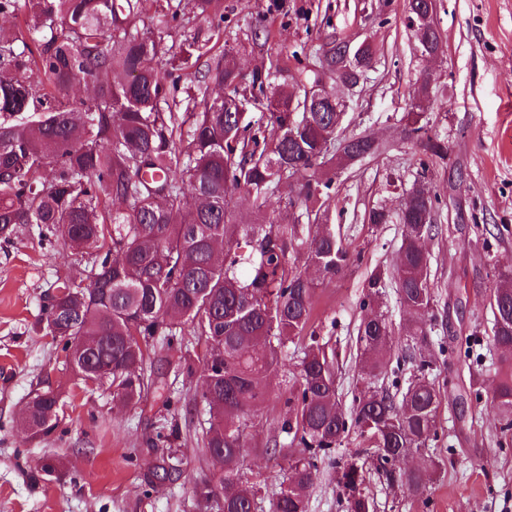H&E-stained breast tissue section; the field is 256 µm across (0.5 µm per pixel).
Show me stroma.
I'll list each match as a JSON object with an SVG mask.
<instances>
[{"mask_svg": "<svg viewBox=\"0 0 512 512\" xmlns=\"http://www.w3.org/2000/svg\"><path fill=\"white\" fill-rule=\"evenodd\" d=\"M269 2L224 0L222 38L234 43L240 68L251 72L332 35L372 42L377 55L364 84L335 88L345 104L339 134L371 136L386 149L336 175L327 224L354 260L335 279L316 277L308 333L288 344L265 403L247 421L244 476L259 488L262 512H272L289 444L277 424L310 336L336 350L344 411L361 390L403 389L416 375L394 283H387L381 309L395 330L390 355L399 374L361 378L353 346L368 277L376 269L393 275L403 230L395 222L364 223L363 216L379 207L397 213L418 183L442 200L437 230L425 238L434 312L424 351L441 404L437 435L419 455L440 460L442 470L416 497L388 485L369 462L364 491L373 512H512V432L503 433L498 414L470 396L468 370L456 356L469 340L483 356V391L494 387L489 296L499 275L512 274V0H439L445 50L428 62L415 53L404 0H288L284 15L269 12ZM259 22L269 33L261 48L248 39ZM423 74V120L448 145L447 158L433 163L402 134L409 95ZM81 276L69 250L39 241L36 225L0 238V512H218L195 494L208 473L201 452L207 414L194 398L200 376L170 378V405H123L107 386L85 385L66 369L60 345L40 326L55 284ZM46 392L59 399V426L33 438L19 421L26 403ZM162 429L171 441L152 447ZM365 445L353 431L318 459L309 512H346L332 463ZM46 458L55 462L53 473L41 468Z\"/></svg>", "mask_w": 512, "mask_h": 512, "instance_id": "1", "label": "stroma"}]
</instances>
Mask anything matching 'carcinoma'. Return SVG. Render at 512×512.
I'll return each mask as SVG.
<instances>
[{
    "instance_id": "carcinoma-1",
    "label": "carcinoma",
    "mask_w": 512,
    "mask_h": 512,
    "mask_svg": "<svg viewBox=\"0 0 512 512\" xmlns=\"http://www.w3.org/2000/svg\"><path fill=\"white\" fill-rule=\"evenodd\" d=\"M146 0H0V15L14 19L0 29V236L36 224L39 237L72 251L88 284L64 280L46 297L47 333L63 341L66 363L84 381L112 387V398L137 406L149 395L164 396L166 382L143 368L149 340L163 337L185 351L180 369L195 374L181 337L206 346L200 373L206 388L209 427L202 456L217 485L205 479L198 499L217 498L220 512H257L258 498L241 473L243 422L265 402L269 380L282 349L303 335L312 311L314 283L288 263L299 237L298 211L317 230L308 260L333 279L350 263L344 243L322 224L336 170L377 154L365 136L336 139V104L325 89L307 96L304 85L319 86L326 75L356 87L366 79L375 51L368 42L346 53L334 40L314 54L319 68L293 51L294 79L288 91L275 84L286 68L275 63L238 71L235 47L224 44L206 69L198 65L224 21L221 0H194L196 15L209 19L207 37L172 39L185 27L181 0H154L167 30L154 28ZM407 25L421 54L444 52L436 26V0H406ZM224 88V96L246 100L265 96L260 124L243 112L224 111V102L203 99L182 119L178 95L191 72ZM96 85L87 99H70L80 85ZM422 81L410 94L411 119L404 137L431 161L444 159L448 145L428 135L417 102L427 94ZM190 123L188 131L183 125ZM289 189L283 224L266 209L268 197ZM255 202V218L240 225L232 192ZM438 196L409 192L397 215L403 225L395 288L411 343H427L429 255L417 241L432 230ZM365 313L356 344L362 371L375 377L387 370L393 331L377 300L381 275L368 278ZM492 293V341L499 381L487 394L472 392L498 410L503 430H512V277H501ZM418 359L420 377L396 398L367 391L350 414L336 399V351L310 337L299 362L297 386L285 404L281 430L297 450L288 453L287 479L275 493L272 512H308V492L317 459L336 449L350 431L369 438L368 452L388 481H400L413 495L424 493L427 472L396 469L437 431L440 394L425 379L429 362ZM58 399L38 394L27 404L21 426L35 436L59 424ZM356 450L336 462V482L347 512H370L363 493L365 461Z\"/></svg>"
}]
</instances>
